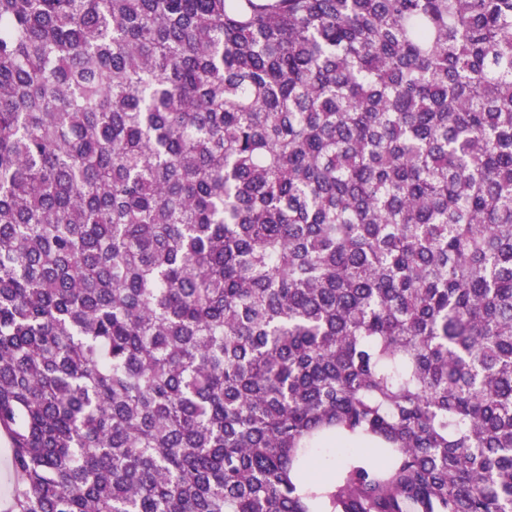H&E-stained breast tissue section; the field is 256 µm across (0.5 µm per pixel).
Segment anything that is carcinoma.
Listing matches in <instances>:
<instances>
[{
  "instance_id": "1",
  "label": "carcinoma",
  "mask_w": 512,
  "mask_h": 512,
  "mask_svg": "<svg viewBox=\"0 0 512 512\" xmlns=\"http://www.w3.org/2000/svg\"><path fill=\"white\" fill-rule=\"evenodd\" d=\"M0 432L7 512H512V0H0Z\"/></svg>"
}]
</instances>
